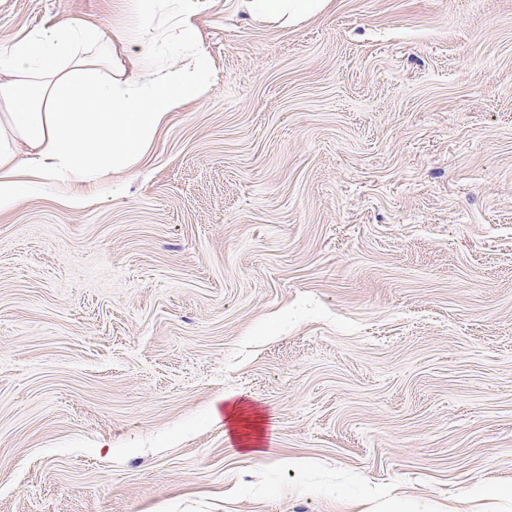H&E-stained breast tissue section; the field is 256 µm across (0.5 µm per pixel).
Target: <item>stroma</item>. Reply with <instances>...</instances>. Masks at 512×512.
I'll return each instance as SVG.
<instances>
[{
	"label": "stroma",
	"mask_w": 512,
	"mask_h": 512,
	"mask_svg": "<svg viewBox=\"0 0 512 512\" xmlns=\"http://www.w3.org/2000/svg\"><path fill=\"white\" fill-rule=\"evenodd\" d=\"M195 8L214 80L120 189L0 212V512H512V0ZM255 16L265 18L288 17V21L310 18L323 12L327 0H247Z\"/></svg>",
	"instance_id": "35a3bbf8"
}]
</instances>
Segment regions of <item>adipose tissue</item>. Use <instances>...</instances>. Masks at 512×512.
<instances>
[{
  "label": "adipose tissue",
  "instance_id": "adipose-tissue-1",
  "mask_svg": "<svg viewBox=\"0 0 512 512\" xmlns=\"http://www.w3.org/2000/svg\"><path fill=\"white\" fill-rule=\"evenodd\" d=\"M265 18H310L328 0H248ZM159 0H136L122 30L64 21L0 48V211L33 187L84 191L111 184L151 149L172 113L212 82L198 44L194 0H176L174 32L159 46ZM132 52L139 79L125 78L116 47Z\"/></svg>",
  "mask_w": 512,
  "mask_h": 512
}]
</instances>
